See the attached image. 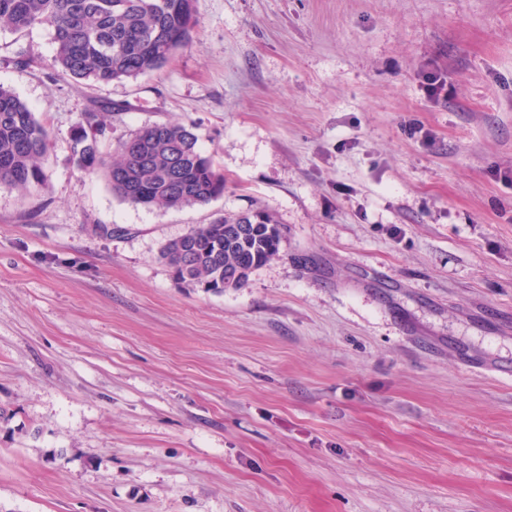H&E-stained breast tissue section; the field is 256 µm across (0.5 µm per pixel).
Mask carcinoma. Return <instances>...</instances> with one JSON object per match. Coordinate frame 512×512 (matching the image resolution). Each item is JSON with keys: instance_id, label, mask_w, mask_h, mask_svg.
Listing matches in <instances>:
<instances>
[{"instance_id": "carcinoma-1", "label": "carcinoma", "mask_w": 512, "mask_h": 512, "mask_svg": "<svg viewBox=\"0 0 512 512\" xmlns=\"http://www.w3.org/2000/svg\"><path fill=\"white\" fill-rule=\"evenodd\" d=\"M197 0H0V26L25 32L52 26L53 77L94 84L136 80L166 67L191 40ZM83 112L71 139L76 166L102 173L113 194L132 205L184 208L224 193V175L198 145L192 127L145 125L104 156L101 112ZM49 133L12 90L0 85V184L26 198L45 182ZM285 228L263 209L197 224L166 243L160 259L184 288L222 293L244 287L256 269L279 257Z\"/></svg>"}]
</instances>
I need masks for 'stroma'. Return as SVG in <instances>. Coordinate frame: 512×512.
I'll return each instance as SVG.
<instances>
[{"instance_id":"35a3bbf8","label":"stroma","mask_w":512,"mask_h":512,"mask_svg":"<svg viewBox=\"0 0 512 512\" xmlns=\"http://www.w3.org/2000/svg\"><path fill=\"white\" fill-rule=\"evenodd\" d=\"M197 11L108 85L51 79L49 25L0 29L51 139L42 187L0 185V512H512V0ZM108 102L104 154L190 126L223 195L147 209L79 169ZM256 207L278 259L174 281L164 244Z\"/></svg>"}]
</instances>
